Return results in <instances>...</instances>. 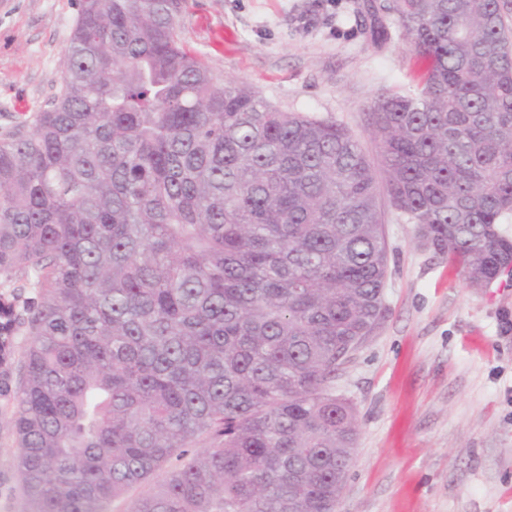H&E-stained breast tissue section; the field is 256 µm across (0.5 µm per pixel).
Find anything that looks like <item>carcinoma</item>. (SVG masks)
<instances>
[{"label":"carcinoma","instance_id":"cac0c4a2","mask_svg":"<svg viewBox=\"0 0 512 512\" xmlns=\"http://www.w3.org/2000/svg\"><path fill=\"white\" fill-rule=\"evenodd\" d=\"M185 0H75L59 92L0 137V387L30 512H336L333 381L382 316L377 178L333 121L183 42ZM422 85L374 102L390 204L486 288L512 266V0H394ZM26 276L24 296L13 276ZM165 473L159 471L146 481L135 485L122 498L112 501L109 505L110 512H129L133 503L141 496L148 494L156 489L162 482Z\"/></svg>","mask_w":512,"mask_h":512}]
</instances>
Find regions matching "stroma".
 Returning <instances> with one entry per match:
<instances>
[{
  "mask_svg": "<svg viewBox=\"0 0 512 512\" xmlns=\"http://www.w3.org/2000/svg\"><path fill=\"white\" fill-rule=\"evenodd\" d=\"M186 0L183 41L215 74L283 112L335 121L377 148L368 113L416 88L425 65L392 0ZM72 0H0V134L49 108ZM389 270L383 313L336 373L357 442L336 512H512V278L476 290L380 195ZM13 404L0 395V512H28Z\"/></svg>",
  "mask_w": 512,
  "mask_h": 512,
  "instance_id": "stroma-1",
  "label": "stroma"
}]
</instances>
